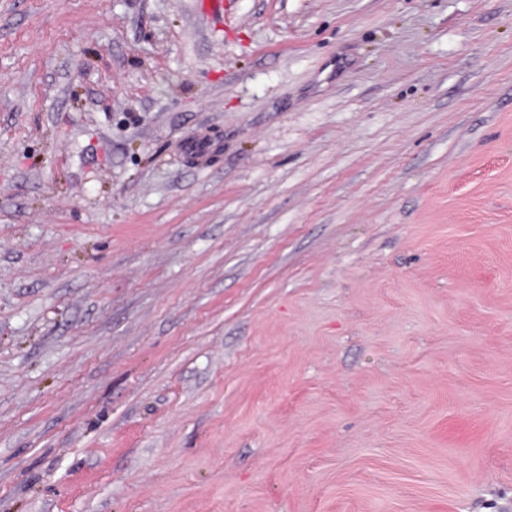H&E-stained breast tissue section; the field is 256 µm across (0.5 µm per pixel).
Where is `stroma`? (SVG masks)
I'll return each mask as SVG.
<instances>
[{
    "mask_svg": "<svg viewBox=\"0 0 512 512\" xmlns=\"http://www.w3.org/2000/svg\"><path fill=\"white\" fill-rule=\"evenodd\" d=\"M0 512H512V0H0Z\"/></svg>",
    "mask_w": 512,
    "mask_h": 512,
    "instance_id": "obj_1",
    "label": "stroma"
}]
</instances>
